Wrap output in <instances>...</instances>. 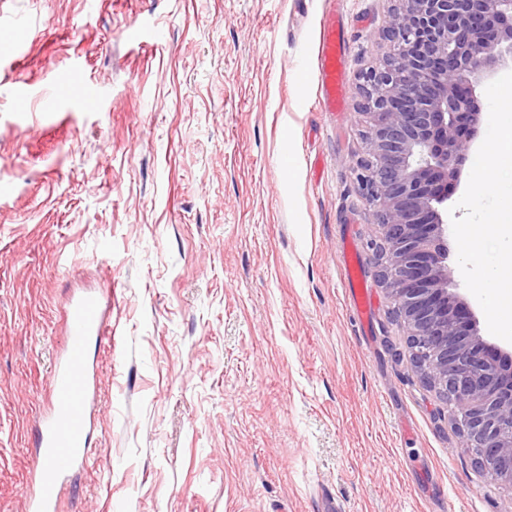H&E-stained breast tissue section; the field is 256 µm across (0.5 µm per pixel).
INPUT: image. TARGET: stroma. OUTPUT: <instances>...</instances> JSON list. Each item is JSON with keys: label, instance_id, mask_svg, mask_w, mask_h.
I'll return each mask as SVG.
<instances>
[{"label": "stroma", "instance_id": "obj_1", "mask_svg": "<svg viewBox=\"0 0 512 512\" xmlns=\"http://www.w3.org/2000/svg\"><path fill=\"white\" fill-rule=\"evenodd\" d=\"M393 0H0V512H24L71 298L100 412L60 512H512L367 244L358 76ZM340 18L347 94L315 49ZM372 303L357 313L354 285ZM316 52L321 88L319 104L322 111L336 112L345 95V83L340 27L335 16L325 18Z\"/></svg>", "mask_w": 512, "mask_h": 512}]
</instances>
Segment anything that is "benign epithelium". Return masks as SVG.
Segmentation results:
<instances>
[{
  "label": "benign epithelium",
  "instance_id": "obj_1",
  "mask_svg": "<svg viewBox=\"0 0 512 512\" xmlns=\"http://www.w3.org/2000/svg\"><path fill=\"white\" fill-rule=\"evenodd\" d=\"M390 51L363 75L369 119L358 187L376 212L378 282L425 385L447 387L455 427L491 479L512 488V352L484 341L448 270V201L477 136V89L512 62V0H396Z\"/></svg>",
  "mask_w": 512,
  "mask_h": 512
}]
</instances>
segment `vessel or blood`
I'll return each mask as SVG.
<instances>
[{
  "label": "vessel or blood",
  "instance_id": "vessel-or-blood-1",
  "mask_svg": "<svg viewBox=\"0 0 512 512\" xmlns=\"http://www.w3.org/2000/svg\"><path fill=\"white\" fill-rule=\"evenodd\" d=\"M317 61L321 109L336 111L345 95V83L340 27L335 17H326L323 22ZM106 333L99 294L87 291L70 302L64 345L49 376L52 405L37 422V456L24 495L25 512H58L67 479L87 459L96 410V372L87 350Z\"/></svg>",
  "mask_w": 512,
  "mask_h": 512
}]
</instances>
